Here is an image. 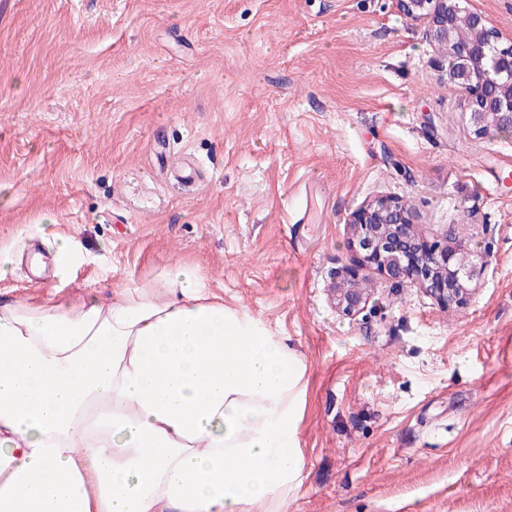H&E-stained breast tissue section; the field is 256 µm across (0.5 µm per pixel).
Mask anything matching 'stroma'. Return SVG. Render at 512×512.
Segmentation results:
<instances>
[{"instance_id": "1", "label": "stroma", "mask_w": 512, "mask_h": 512, "mask_svg": "<svg viewBox=\"0 0 512 512\" xmlns=\"http://www.w3.org/2000/svg\"><path fill=\"white\" fill-rule=\"evenodd\" d=\"M447 70L395 0H0V302L191 263L306 360L282 512H512V133L476 138ZM379 196L486 260L465 304L357 268ZM58 236L79 263L33 278ZM342 275L336 286L332 288L336 299V306L346 316L355 317L365 308L369 294L367 288H361L356 285L354 273L346 271Z\"/></svg>"}]
</instances>
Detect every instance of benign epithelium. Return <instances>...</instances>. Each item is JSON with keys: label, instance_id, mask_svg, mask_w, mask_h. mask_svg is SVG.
Wrapping results in <instances>:
<instances>
[{"label": "benign epithelium", "instance_id": "benign-epithelium-1", "mask_svg": "<svg viewBox=\"0 0 512 512\" xmlns=\"http://www.w3.org/2000/svg\"><path fill=\"white\" fill-rule=\"evenodd\" d=\"M462 0H397L412 21L424 20L430 41L452 60L448 81L465 96L469 124L477 137L505 124L512 129V45L497 51L487 64L490 36H499L486 17L461 6ZM461 24L471 30V43L450 41ZM351 247L360 266H373L388 278L407 279L443 306L460 305L472 294L479 271L474 255L452 235L428 242L417 232L409 213L396 197H378L356 210L349 224ZM336 306L355 317L365 308L367 289L346 272L332 288Z\"/></svg>", "mask_w": 512, "mask_h": 512}]
</instances>
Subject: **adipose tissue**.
I'll return each mask as SVG.
<instances>
[{"mask_svg": "<svg viewBox=\"0 0 512 512\" xmlns=\"http://www.w3.org/2000/svg\"><path fill=\"white\" fill-rule=\"evenodd\" d=\"M306 364L176 261L0 305V512H280Z\"/></svg>", "mask_w": 512, "mask_h": 512, "instance_id": "1", "label": "adipose tissue"}]
</instances>
